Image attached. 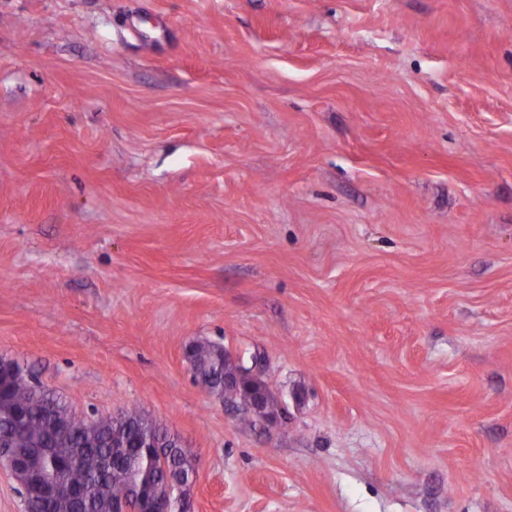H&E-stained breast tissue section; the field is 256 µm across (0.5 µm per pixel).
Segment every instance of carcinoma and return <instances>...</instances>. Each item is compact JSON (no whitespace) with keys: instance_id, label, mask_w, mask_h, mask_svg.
<instances>
[{"instance_id":"1","label":"carcinoma","mask_w":512,"mask_h":512,"mask_svg":"<svg viewBox=\"0 0 512 512\" xmlns=\"http://www.w3.org/2000/svg\"><path fill=\"white\" fill-rule=\"evenodd\" d=\"M187 356L195 367L196 382L211 394L247 400L258 389L269 391L262 379L225 388V380L234 372L221 346L197 341L189 346ZM13 366V373L0 376V437L14 448L52 449L53 456L44 463L48 471L59 455L79 453L91 460L115 456L112 466L99 473L85 467L70 471L71 482L84 489L80 505L74 507L61 499L47 511L38 498L31 497L28 512H112V504L127 497L134 484L144 486L147 499L164 478V467L191 463L171 439L172 433L138 407H129L120 418L100 416L87 423L70 410L62 396L35 383L27 366L17 361ZM148 437L155 439L157 447H143Z\"/></svg>"}]
</instances>
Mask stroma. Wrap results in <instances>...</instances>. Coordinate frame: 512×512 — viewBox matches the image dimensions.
<instances>
[{
	"label": "stroma",
	"mask_w": 512,
	"mask_h": 512,
	"mask_svg": "<svg viewBox=\"0 0 512 512\" xmlns=\"http://www.w3.org/2000/svg\"><path fill=\"white\" fill-rule=\"evenodd\" d=\"M0 358L186 512H512V0H0ZM187 356L191 365L195 367L196 379L194 380L209 393L219 396L224 395L225 398L229 395H237L238 400H247L252 397L254 391L261 389L269 397L264 409L269 408L274 413L276 410L281 411L277 400L261 378L257 382L248 380L240 388H225V380L234 376V372L232 367L224 360L223 347L206 341H197L189 346Z\"/></svg>",
	"instance_id": "1"
}]
</instances>
